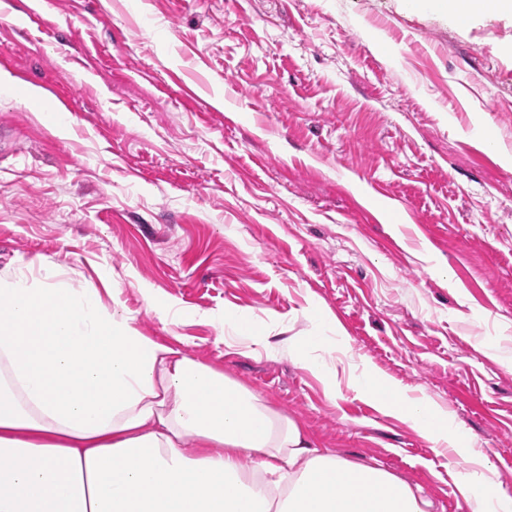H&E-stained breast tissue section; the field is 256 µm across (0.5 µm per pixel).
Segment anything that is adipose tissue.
Wrapping results in <instances>:
<instances>
[{
  "instance_id": "ef3b65f1",
  "label": "adipose tissue",
  "mask_w": 512,
  "mask_h": 512,
  "mask_svg": "<svg viewBox=\"0 0 512 512\" xmlns=\"http://www.w3.org/2000/svg\"><path fill=\"white\" fill-rule=\"evenodd\" d=\"M358 389L431 447L471 442L377 372ZM472 512H512L486 471ZM377 465L316 448L296 419L145 336L94 286L0 279V512H429Z\"/></svg>"
}]
</instances>
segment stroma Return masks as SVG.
Instances as JSON below:
<instances>
[{
	"label": "stroma",
	"mask_w": 512,
	"mask_h": 512,
	"mask_svg": "<svg viewBox=\"0 0 512 512\" xmlns=\"http://www.w3.org/2000/svg\"><path fill=\"white\" fill-rule=\"evenodd\" d=\"M2 50L28 80L0 83V272L117 289L144 335L433 512L464 507L485 465L512 496L511 12L0 0ZM313 335L332 398L302 365ZM368 367L433 401L471 456L359 394Z\"/></svg>",
	"instance_id": "35a3bbf8"
}]
</instances>
